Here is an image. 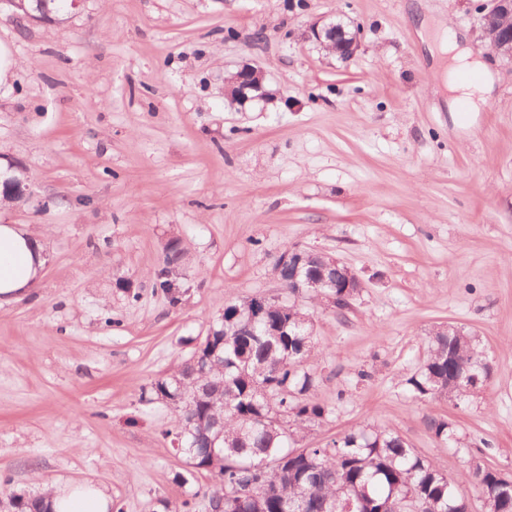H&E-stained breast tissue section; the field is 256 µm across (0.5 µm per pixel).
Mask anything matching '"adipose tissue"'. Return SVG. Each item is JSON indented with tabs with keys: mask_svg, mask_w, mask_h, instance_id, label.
<instances>
[{
	"mask_svg": "<svg viewBox=\"0 0 512 512\" xmlns=\"http://www.w3.org/2000/svg\"><path fill=\"white\" fill-rule=\"evenodd\" d=\"M432 53L444 62L437 77L450 93L452 107L466 106L479 111L490 86L482 75V64L462 47L445 23L422 26ZM480 73L471 81L469 73ZM45 262V249L39 239L12 224H0V304L12 302L37 281ZM47 495L55 512H111L112 498L94 484L65 483L53 486Z\"/></svg>",
	"mask_w": 512,
	"mask_h": 512,
	"instance_id": "1",
	"label": "adipose tissue"
}]
</instances>
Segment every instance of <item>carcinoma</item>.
Here are the masks:
<instances>
[{
	"instance_id": "cac0c4a2",
	"label": "carcinoma",
	"mask_w": 512,
	"mask_h": 512,
	"mask_svg": "<svg viewBox=\"0 0 512 512\" xmlns=\"http://www.w3.org/2000/svg\"><path fill=\"white\" fill-rule=\"evenodd\" d=\"M63 0H17L13 11L45 16L39 6ZM186 252L173 237L162 249L157 285L176 304L182 293L176 275ZM336 305L344 308L358 284L337 275ZM307 313L296 303L251 299L224 306L213 326L212 359L203 374L187 362L157 379L149 400L170 391L168 403L179 416L183 454L210 474V495L224 494V512H289L305 502V512H331L346 502L353 512H459V486L432 461L389 431L359 428L332 445L293 448L297 432L321 420L324 407L311 395L314 373L305 361L313 338ZM491 367L475 335L454 325L437 328L428 355L407 379L418 398L463 401L484 387ZM193 422L192 432L184 425ZM427 426L442 443L454 438L450 423L430 418ZM489 466L471 469L465 479L477 487L495 512H512V485ZM7 512H47L45 497L7 495Z\"/></svg>"
}]
</instances>
